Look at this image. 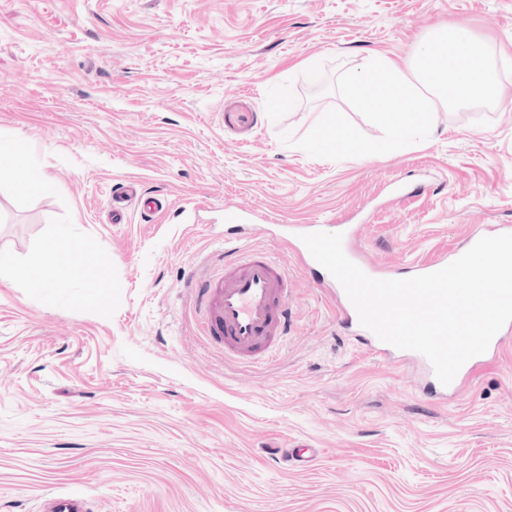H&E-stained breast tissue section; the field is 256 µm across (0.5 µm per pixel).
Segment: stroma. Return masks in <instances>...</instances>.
Instances as JSON below:
<instances>
[{"instance_id": "1", "label": "stroma", "mask_w": 512, "mask_h": 512, "mask_svg": "<svg viewBox=\"0 0 512 512\" xmlns=\"http://www.w3.org/2000/svg\"><path fill=\"white\" fill-rule=\"evenodd\" d=\"M512 38V0H0V132L29 142L58 196L0 191V249L26 255L70 211L116 265L112 317L43 305L0 277V512L53 486L91 512H512V331L448 399L414 362L340 324L325 273L285 238L292 328L265 366L226 361L194 315L193 268L223 208L344 230L377 272L453 257L512 226V107L440 108L430 137L333 161L283 144L372 56L407 62L435 31ZM138 182L164 214L112 221ZM273 448H316L309 466Z\"/></svg>"}]
</instances>
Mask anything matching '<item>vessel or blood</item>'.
<instances>
[{"instance_id": "vessel-or-blood-1", "label": "vessel or blood", "mask_w": 512, "mask_h": 512, "mask_svg": "<svg viewBox=\"0 0 512 512\" xmlns=\"http://www.w3.org/2000/svg\"><path fill=\"white\" fill-rule=\"evenodd\" d=\"M228 226L224 243L233 258L219 276L201 279L196 290L195 311L203 333L223 344L225 357L247 363L269 361L291 329L288 267L268 255L244 249L247 229L234 211L224 213ZM343 322L357 328L370 351L387 360L395 359L398 348L382 342L362 328L357 312L337 280H329ZM39 512H89L86 496L50 489L38 498Z\"/></svg>"}]
</instances>
